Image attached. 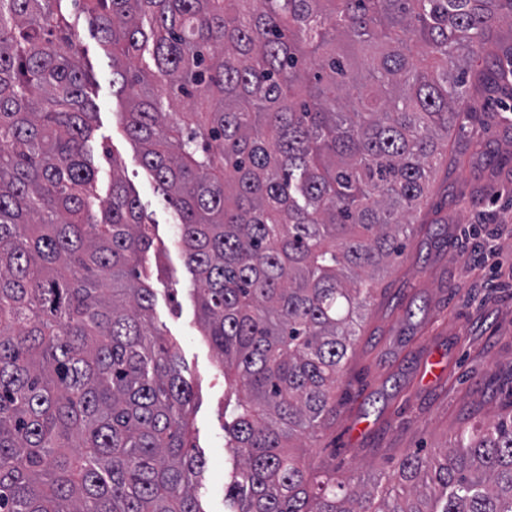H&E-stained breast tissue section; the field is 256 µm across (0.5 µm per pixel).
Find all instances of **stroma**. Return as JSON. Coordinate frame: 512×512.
Masks as SVG:
<instances>
[{
	"mask_svg": "<svg viewBox=\"0 0 512 512\" xmlns=\"http://www.w3.org/2000/svg\"><path fill=\"white\" fill-rule=\"evenodd\" d=\"M70 21L92 82L98 192L107 193L120 164L150 225L153 245L140 272L154 291L152 322L174 344L194 391L192 442L205 462L197 498L203 512H224L233 467L224 448V375L200 333L178 218L123 128L95 27L75 9ZM470 92L475 110L451 135L458 162L433 161L428 202L402 255L380 274L344 363L336 415L307 443L311 464L337 478L387 479L407 454L446 447L463 428L512 411V90L489 93L474 83ZM500 224L508 230L496 257L480 262L477 245ZM435 360L442 371L434 376Z\"/></svg>",
	"mask_w": 512,
	"mask_h": 512,
	"instance_id": "1",
	"label": "stroma"
}]
</instances>
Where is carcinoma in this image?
Masks as SVG:
<instances>
[{
  "label": "carcinoma",
  "mask_w": 512,
  "mask_h": 512,
  "mask_svg": "<svg viewBox=\"0 0 512 512\" xmlns=\"http://www.w3.org/2000/svg\"><path fill=\"white\" fill-rule=\"evenodd\" d=\"M69 1L200 283L231 512H512L511 415L408 454L377 502L295 452L470 111L463 51L501 62L512 0H0V512H203L148 225L117 161L97 193Z\"/></svg>",
  "instance_id": "1"
}]
</instances>
